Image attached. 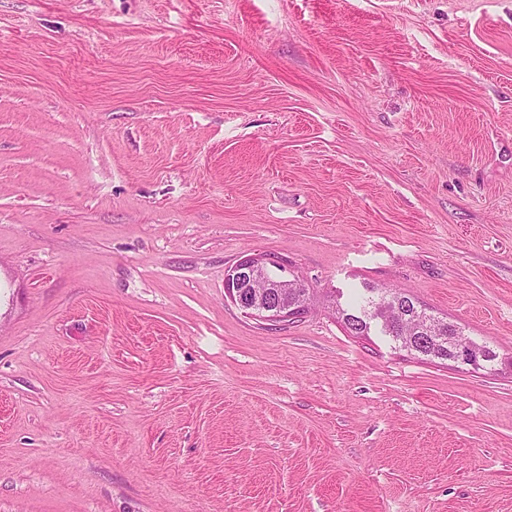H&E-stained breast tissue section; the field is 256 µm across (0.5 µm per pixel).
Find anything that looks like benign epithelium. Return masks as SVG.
<instances>
[{"mask_svg":"<svg viewBox=\"0 0 512 512\" xmlns=\"http://www.w3.org/2000/svg\"><path fill=\"white\" fill-rule=\"evenodd\" d=\"M260 285L278 289L277 295L254 291ZM289 287L302 288L304 284L295 275L287 274L285 266L263 256L239 261L224 277L225 297L249 315L268 321H284L305 311L304 303L298 306L282 303L284 290Z\"/></svg>","mask_w":512,"mask_h":512,"instance_id":"1","label":"benign epithelium"}]
</instances>
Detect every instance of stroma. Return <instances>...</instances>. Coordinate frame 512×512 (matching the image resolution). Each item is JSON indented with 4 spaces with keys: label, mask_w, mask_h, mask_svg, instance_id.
<instances>
[{
    "label": "stroma",
    "mask_w": 512,
    "mask_h": 512,
    "mask_svg": "<svg viewBox=\"0 0 512 512\" xmlns=\"http://www.w3.org/2000/svg\"><path fill=\"white\" fill-rule=\"evenodd\" d=\"M0 512H512V0H0ZM286 273L288 271L284 265L270 258L248 257L227 270L224 277L225 297L250 316L268 321L294 318L305 311L306 302L298 306L282 304L283 289L288 292V303L300 302L301 299L306 301L307 289L298 277ZM259 285L271 288V293L278 288L276 298L254 291L253 288ZM381 293L387 294V305L384 307V302L378 303L379 313L382 317L391 319L392 324L397 323L399 319L397 304H399L402 309L405 307V315H410L413 309L418 308L416 302L401 289H391ZM441 322L442 325L440 329L438 331L435 330L432 335L438 337L432 340L413 337L424 336L422 334L406 335L401 328H396L395 325H393V329L388 335L391 336L403 350L410 351V353L414 352L418 356L424 357V359H439L464 364L463 360L469 358L470 347L459 348L455 344L457 336H464L462 330L453 323ZM456 349H458V357L454 360Z\"/></svg>",
    "instance_id": "obj_1"
}]
</instances>
